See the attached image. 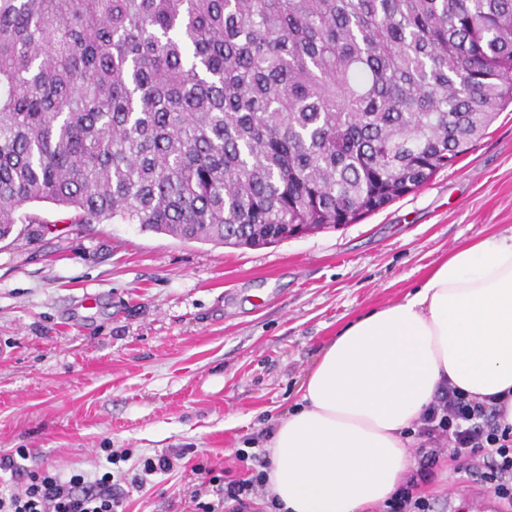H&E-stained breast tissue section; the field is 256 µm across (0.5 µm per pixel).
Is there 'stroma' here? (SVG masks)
I'll use <instances>...</instances> for the list:
<instances>
[{"instance_id":"stroma-1","label":"stroma","mask_w":512,"mask_h":512,"mask_svg":"<svg viewBox=\"0 0 512 512\" xmlns=\"http://www.w3.org/2000/svg\"><path fill=\"white\" fill-rule=\"evenodd\" d=\"M41 221L0 240V453L29 468L103 473L108 448L188 449L230 467L261 451L323 347L403 297L465 241L512 225V105L453 167L354 224L258 248L185 242L137 224ZM180 466L127 488L126 512H193ZM433 512L482 484L443 460L419 489Z\"/></svg>"}]
</instances>
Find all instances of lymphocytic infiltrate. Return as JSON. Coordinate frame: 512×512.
<instances>
[{
  "label": "lymphocytic infiltrate",
  "instance_id": "obj_1",
  "mask_svg": "<svg viewBox=\"0 0 512 512\" xmlns=\"http://www.w3.org/2000/svg\"><path fill=\"white\" fill-rule=\"evenodd\" d=\"M414 436L415 465L382 512H432L418 490L433 479L447 454L460 472L476 477L501 500L505 512H512V427L501 426L488 403L441 385L422 412ZM28 457L23 448L0 454V472L27 478L23 485L0 489V512H124V493L112 468L128 461L129 451L107 450L110 469L93 480L81 473L66 477L49 469L24 470L22 462ZM235 457L245 464V477L231 479L207 468V481L192 496L195 512H254L258 499L275 512L277 503L267 487V454L240 449Z\"/></svg>",
  "mask_w": 512,
  "mask_h": 512
}]
</instances>
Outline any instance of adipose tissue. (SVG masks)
<instances>
[{"label": "adipose tissue", "instance_id": "ef3b65f1", "mask_svg": "<svg viewBox=\"0 0 512 512\" xmlns=\"http://www.w3.org/2000/svg\"><path fill=\"white\" fill-rule=\"evenodd\" d=\"M512 391V226L462 243L398 302L327 344L265 442L281 512H371L404 481L442 381Z\"/></svg>", "mask_w": 512, "mask_h": 512}]
</instances>
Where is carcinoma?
Listing matches in <instances>:
<instances>
[{
  "mask_svg": "<svg viewBox=\"0 0 512 512\" xmlns=\"http://www.w3.org/2000/svg\"><path fill=\"white\" fill-rule=\"evenodd\" d=\"M512 102V0H0V240L277 243L423 184Z\"/></svg>",
  "mask_w": 512,
  "mask_h": 512,
  "instance_id": "1",
  "label": "carcinoma"
}]
</instances>
